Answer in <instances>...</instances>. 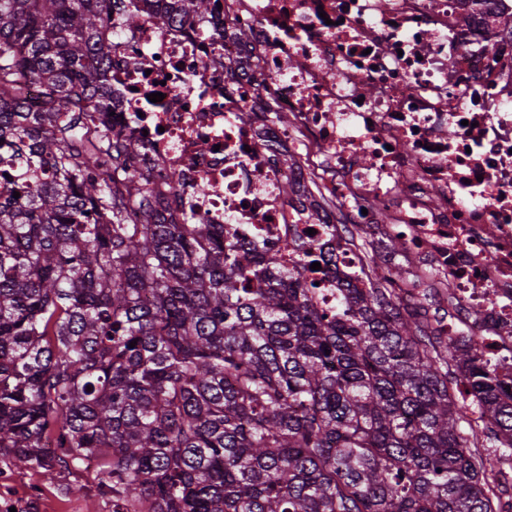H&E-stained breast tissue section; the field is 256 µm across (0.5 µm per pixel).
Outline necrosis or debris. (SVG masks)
<instances>
[{
	"mask_svg": "<svg viewBox=\"0 0 512 512\" xmlns=\"http://www.w3.org/2000/svg\"><path fill=\"white\" fill-rule=\"evenodd\" d=\"M160 7L143 0L134 33L106 35L112 128L139 144L149 181L283 255L289 230L325 238L275 191L277 149L306 152L364 230L387 210L392 233L431 258L459 312L449 336L470 325L511 391L512 41L462 25V0H226L164 29ZM213 53L224 67L208 66ZM269 102L290 128L238 119Z\"/></svg>",
	"mask_w": 512,
	"mask_h": 512,
	"instance_id": "necrosis-or-debris-1",
	"label": "necrosis or debris"
}]
</instances>
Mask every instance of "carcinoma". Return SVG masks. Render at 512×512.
Here are the masks:
<instances>
[{
  "instance_id": "obj_1",
  "label": "carcinoma",
  "mask_w": 512,
  "mask_h": 512,
  "mask_svg": "<svg viewBox=\"0 0 512 512\" xmlns=\"http://www.w3.org/2000/svg\"><path fill=\"white\" fill-rule=\"evenodd\" d=\"M217 2L166 0L153 20ZM116 11L141 21L124 0H0V455L49 478L110 458L112 512H497L512 392L479 342L430 316L447 284L396 289L403 267L379 273L313 179L277 194L336 223L320 244L293 239L286 262L179 212L108 123ZM486 39L512 24L486 22ZM341 251L358 264L339 267Z\"/></svg>"
}]
</instances>
